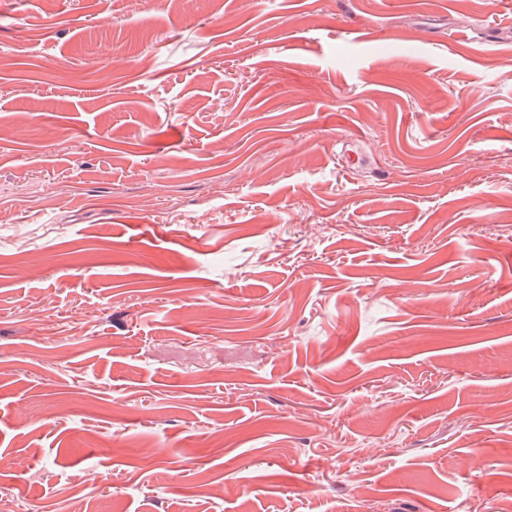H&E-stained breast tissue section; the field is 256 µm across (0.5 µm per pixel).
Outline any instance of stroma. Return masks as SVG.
I'll return each instance as SVG.
<instances>
[{
    "label": "stroma",
    "instance_id": "1",
    "mask_svg": "<svg viewBox=\"0 0 512 512\" xmlns=\"http://www.w3.org/2000/svg\"><path fill=\"white\" fill-rule=\"evenodd\" d=\"M19 234L0 512H512V0H0Z\"/></svg>",
    "mask_w": 512,
    "mask_h": 512
}]
</instances>
